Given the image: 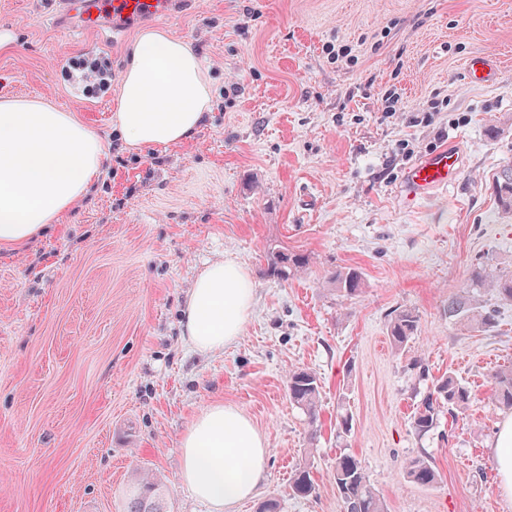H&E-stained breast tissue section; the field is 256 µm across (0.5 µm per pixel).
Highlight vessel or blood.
<instances>
[{
    "mask_svg": "<svg viewBox=\"0 0 512 512\" xmlns=\"http://www.w3.org/2000/svg\"><path fill=\"white\" fill-rule=\"evenodd\" d=\"M61 21H75L79 27L95 30L110 25L113 32L168 18L177 11L180 0H59ZM463 76L467 84L485 87L495 84L497 74L489 55L471 54L465 61ZM460 176L457 154L447 148L435 150L411 165L402 180L401 197L414 206L431 192L447 188Z\"/></svg>",
    "mask_w": 512,
    "mask_h": 512,
    "instance_id": "b4317fda",
    "label": "vessel or blood"
}]
</instances>
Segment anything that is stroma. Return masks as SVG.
<instances>
[{"label": "stroma", "instance_id": "obj_1", "mask_svg": "<svg viewBox=\"0 0 512 512\" xmlns=\"http://www.w3.org/2000/svg\"><path fill=\"white\" fill-rule=\"evenodd\" d=\"M0 98H40L103 140L102 172L75 210L20 248H0V512H119L129 477L149 468L172 512H211L180 480L179 443L215 402L265 436L269 463L232 512H344L337 454L356 456L386 512H512L490 445L507 410L491 373L512 368V302L484 331L448 317V298L482 262L512 271V213L495 180L512 164V0H187L157 31L187 41L209 78L206 120L178 146L129 150L114 127L117 87L97 95L85 58L120 74L139 26L62 28L54 0H0ZM493 54L492 88L463 80L466 58ZM458 151L459 180L405 207L408 167ZM310 256L281 281L268 252ZM232 259L255 285L238 341L204 355L180 314L205 262ZM359 268L348 299L331 273ZM415 310L404 350L387 315ZM313 370L321 410L309 425L288 398L290 370ZM452 373L475 394L420 436L416 407ZM347 413L353 429L336 435ZM421 456L439 472L404 475ZM310 464L316 491L293 494ZM404 473L409 482L429 486L437 482L438 472L427 459L412 458L404 465Z\"/></svg>", "mask_w": 512, "mask_h": 512}]
</instances>
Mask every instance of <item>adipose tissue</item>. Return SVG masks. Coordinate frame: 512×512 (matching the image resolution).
<instances>
[{"label": "adipose tissue", "mask_w": 512, "mask_h": 512, "mask_svg": "<svg viewBox=\"0 0 512 512\" xmlns=\"http://www.w3.org/2000/svg\"><path fill=\"white\" fill-rule=\"evenodd\" d=\"M211 97L201 62L186 41L143 34L119 79L118 132L135 150L180 144L204 122ZM104 152L102 140L73 113L37 99H0V246L30 242L70 211L99 177ZM254 302L245 266L224 259L207 264L182 311L186 344L202 354L233 345ZM180 447L182 482L213 512H229L266 478L263 436L224 403L196 415Z\"/></svg>", "instance_id": "adipose-tissue-1"}]
</instances>
